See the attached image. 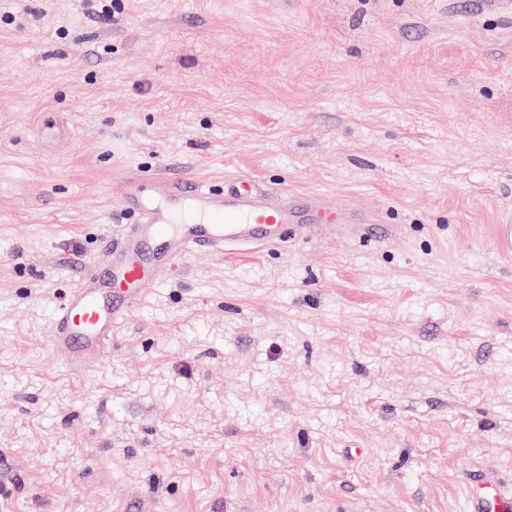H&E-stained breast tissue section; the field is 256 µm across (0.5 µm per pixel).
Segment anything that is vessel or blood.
I'll use <instances>...</instances> for the list:
<instances>
[{"label":"vessel or blood","mask_w":512,"mask_h":512,"mask_svg":"<svg viewBox=\"0 0 512 512\" xmlns=\"http://www.w3.org/2000/svg\"><path fill=\"white\" fill-rule=\"evenodd\" d=\"M142 188L156 192L143 201L125 193L123 205L136 215L102 243L98 256L70 289L53 316L49 339L55 356L85 369L110 352L112 327L147 299L146 287L186 257L260 249L313 233H332L348 213L317 194H291L272 201L254 182L238 180L233 193L217 192L184 175L140 174ZM467 512H512V491L488 474L471 476Z\"/></svg>","instance_id":"1"}]
</instances>
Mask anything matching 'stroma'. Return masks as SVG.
Returning <instances> with one entry per match:
<instances>
[{
  "instance_id": "1",
  "label": "stroma",
  "mask_w": 512,
  "mask_h": 512,
  "mask_svg": "<svg viewBox=\"0 0 512 512\" xmlns=\"http://www.w3.org/2000/svg\"><path fill=\"white\" fill-rule=\"evenodd\" d=\"M313 191L372 239L189 256L67 367L137 173ZM512 9L0 0V512H465L512 485ZM469 486L467 512L512 511V491L501 487L491 475H472Z\"/></svg>"
}]
</instances>
